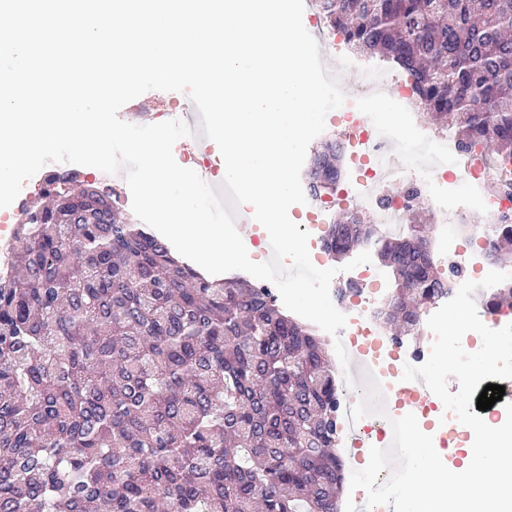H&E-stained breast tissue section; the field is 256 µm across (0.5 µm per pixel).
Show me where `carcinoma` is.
Listing matches in <instances>:
<instances>
[{"mask_svg": "<svg viewBox=\"0 0 512 512\" xmlns=\"http://www.w3.org/2000/svg\"><path fill=\"white\" fill-rule=\"evenodd\" d=\"M354 49L395 63L462 153L512 157V0H318ZM341 148L314 154L330 177ZM28 207L0 276V512H339L336 366L241 277H205L90 184ZM373 244L404 335L451 293L416 224L345 212L336 258ZM512 222L488 258L512 266ZM485 306L512 307V279Z\"/></svg>", "mask_w": 512, "mask_h": 512, "instance_id": "obj_1", "label": "carcinoma"}]
</instances>
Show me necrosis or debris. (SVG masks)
<instances>
[{
	"label": "necrosis or debris",
	"instance_id": "obj_1",
	"mask_svg": "<svg viewBox=\"0 0 512 512\" xmlns=\"http://www.w3.org/2000/svg\"><path fill=\"white\" fill-rule=\"evenodd\" d=\"M361 100L347 97L345 103L327 116L328 123L346 132L355 168L350 183H340L331 198L314 199L310 205L311 261L323 267L326 260L316 246L328 229L324 216L332 210H361L376 207L381 234L396 235L417 205L430 202L441 211L438 237L453 250L450 277L455 304L470 301L475 292L497 287L499 273L488 265L490 227L500 219H512V159L496 160L477 154L461 161L456 142L447 139L406 138L416 118L425 116L421 99L406 84H399L394 109L377 116L360 110ZM479 208L489 223H470L468 214ZM345 292L338 305L348 317L338 335L349 355L366 362L371 375L385 394L386 417L367 415L343 424V448L355 456L357 441L381 448L392 437L391 419L405 413L435 417L439 444L449 447L453 433L459 432V416L450 404L433 395L432 365L445 345L444 332L425 320L421 334L424 346H407L385 336L378 329L377 311L388 298L385 272L363 264L346 272Z\"/></svg>",
	"mask_w": 512,
	"mask_h": 512
}]
</instances>
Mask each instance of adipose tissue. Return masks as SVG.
Segmentation results:
<instances>
[{
    "mask_svg": "<svg viewBox=\"0 0 512 512\" xmlns=\"http://www.w3.org/2000/svg\"><path fill=\"white\" fill-rule=\"evenodd\" d=\"M459 467L442 466L433 451L412 441L416 466L410 474L400 512H512V487L493 480L512 462V437L493 423L464 420Z\"/></svg>",
    "mask_w": 512,
    "mask_h": 512,
    "instance_id": "adipose-tissue-1",
    "label": "adipose tissue"
}]
</instances>
